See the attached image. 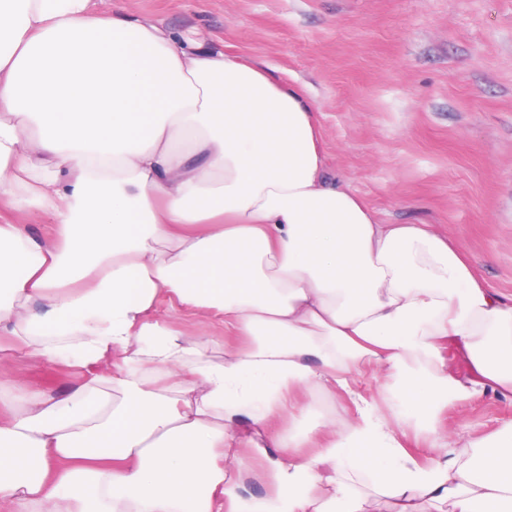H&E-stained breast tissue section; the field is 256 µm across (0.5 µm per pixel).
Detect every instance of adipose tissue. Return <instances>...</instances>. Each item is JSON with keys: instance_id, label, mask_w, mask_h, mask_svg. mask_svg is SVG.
I'll list each match as a JSON object with an SVG mask.
<instances>
[{"instance_id": "adipose-tissue-1", "label": "adipose tissue", "mask_w": 512, "mask_h": 512, "mask_svg": "<svg viewBox=\"0 0 512 512\" xmlns=\"http://www.w3.org/2000/svg\"><path fill=\"white\" fill-rule=\"evenodd\" d=\"M318 113L92 0H0V203L53 225L0 223V337L79 375L45 395L0 373V512H512V425H433L442 402L512 397V298L330 177ZM165 298L246 346L212 355L156 318ZM339 396L355 416L319 410ZM244 419L278 450L275 496H241Z\"/></svg>"}]
</instances>
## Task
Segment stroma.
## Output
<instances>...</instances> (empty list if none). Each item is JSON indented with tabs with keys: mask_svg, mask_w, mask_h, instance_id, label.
Returning <instances> with one entry per match:
<instances>
[{
	"mask_svg": "<svg viewBox=\"0 0 512 512\" xmlns=\"http://www.w3.org/2000/svg\"><path fill=\"white\" fill-rule=\"evenodd\" d=\"M294 80L321 107L326 161L384 224H430L479 280L512 296V0H94ZM159 314L215 350L242 345L215 319L162 300ZM30 389L74 375L18 360ZM435 422L451 438L512 424L494 392L452 400Z\"/></svg>",
	"mask_w": 512,
	"mask_h": 512,
	"instance_id": "35a3bbf8",
	"label": "stroma"
}]
</instances>
